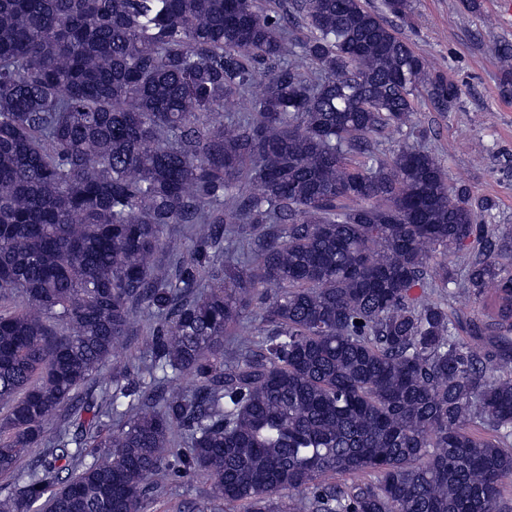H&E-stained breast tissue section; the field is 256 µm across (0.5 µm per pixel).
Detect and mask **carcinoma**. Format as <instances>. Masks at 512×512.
Instances as JSON below:
<instances>
[{"label":"carcinoma","mask_w":512,"mask_h":512,"mask_svg":"<svg viewBox=\"0 0 512 512\" xmlns=\"http://www.w3.org/2000/svg\"><path fill=\"white\" fill-rule=\"evenodd\" d=\"M420 95L448 112L459 89L362 0H0V303L24 300L0 310V512H144L181 471L246 512H506L490 203L428 151L370 148ZM473 238L484 356L413 295ZM137 312L158 320L137 377L95 388ZM184 372L191 394L165 386ZM255 311L256 309L247 314L240 325L234 327V329L224 337L225 348H234L243 340L253 337L252 335L263 327Z\"/></svg>","instance_id":"1"}]
</instances>
